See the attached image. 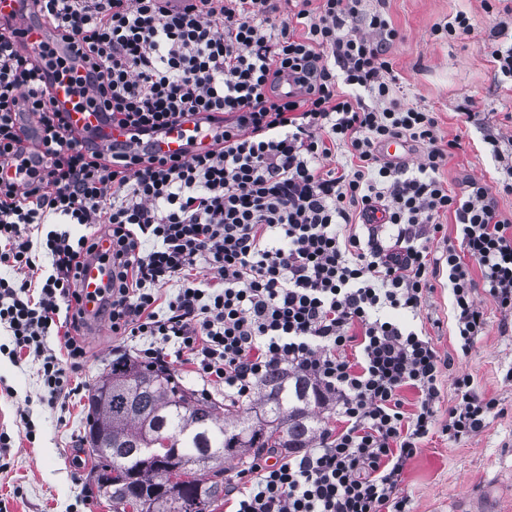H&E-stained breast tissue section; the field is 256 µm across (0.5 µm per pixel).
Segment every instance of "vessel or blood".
Segmentation results:
<instances>
[{"instance_id": "1", "label": "vessel or blood", "mask_w": 512, "mask_h": 512, "mask_svg": "<svg viewBox=\"0 0 512 512\" xmlns=\"http://www.w3.org/2000/svg\"><path fill=\"white\" fill-rule=\"evenodd\" d=\"M52 95L60 111L66 112L71 127L82 136L98 135L100 140L111 144L126 141L125 130L112 125L104 114L88 100L79 98L73 85L68 80L56 78L52 81ZM208 129L191 122L171 129L168 133L159 135L151 144L152 149L159 155L171 156L186 153L192 143L206 141ZM110 279L108 259L97 258L87 263L81 273L79 288L83 305L88 314H95L100 297L107 288Z\"/></svg>"}]
</instances>
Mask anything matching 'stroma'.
Returning <instances> with one entry per match:
<instances>
[{"instance_id": "35a3bbf8", "label": "stroma", "mask_w": 512, "mask_h": 512, "mask_svg": "<svg viewBox=\"0 0 512 512\" xmlns=\"http://www.w3.org/2000/svg\"><path fill=\"white\" fill-rule=\"evenodd\" d=\"M366 5L385 11L400 33L390 50L395 98L435 112L441 137L458 142L442 180L455 192L472 177L496 184L498 162L485 137L512 131V86L502 82L484 48L491 19L484 0H367ZM461 11L474 26L471 34H433L434 24ZM477 300L487 328L469 353L461 352L456 337L447 271H437L412 322L451 360L439 380V420H447L456 405V381L464 376L472 378L478 394L498 403L475 438L453 441L436 429L423 440L402 484L412 512L474 506L512 512V381L506 378L512 369V319L486 293H478ZM86 343L88 358L71 375L78 392L51 407L40 400L35 362L14 363L0 354V432L11 438L9 447H0V512H102L84 493L94 468L82 441L88 397L110 374L113 359L134 352L106 321ZM24 417L35 426L34 440L21 432Z\"/></svg>"}]
</instances>
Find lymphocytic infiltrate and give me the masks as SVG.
I'll return each mask as SVG.
<instances>
[{
    "mask_svg": "<svg viewBox=\"0 0 512 512\" xmlns=\"http://www.w3.org/2000/svg\"><path fill=\"white\" fill-rule=\"evenodd\" d=\"M486 10L487 52L512 81V4ZM31 20L47 39L28 47ZM398 37L363 0H26L25 14L0 16V326L11 334L0 353L38 361L41 401L70 394L87 359L77 285L106 240L112 278L97 316L144 341L143 365L186 359L236 403L282 367L336 404L341 428L230 475L231 512H408L401 485L421 441L438 426L453 440L479 435L497 402L459 378L438 423L448 361L405 317L442 264L462 351L487 326L477 286L511 316L512 217L485 181L445 187L453 142L432 112L391 97ZM52 70L130 142L78 138L55 107ZM185 121L208 126L210 142L170 159L144 145ZM395 139L425 146L423 160L382 158ZM18 158L35 166L20 184L3 176ZM379 210L389 241L341 235ZM446 215L459 244L434 259ZM406 388L418 395L410 413Z\"/></svg>",
    "mask_w": 512,
    "mask_h": 512,
    "instance_id": "1",
    "label": "lymphocytic infiltrate"
}]
</instances>
